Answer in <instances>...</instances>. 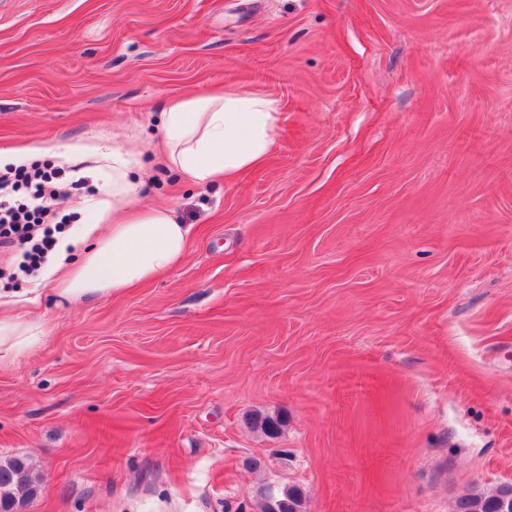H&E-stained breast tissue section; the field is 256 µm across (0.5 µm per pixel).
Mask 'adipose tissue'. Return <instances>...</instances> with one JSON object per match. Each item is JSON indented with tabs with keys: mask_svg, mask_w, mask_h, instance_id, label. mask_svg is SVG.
I'll return each instance as SVG.
<instances>
[{
	"mask_svg": "<svg viewBox=\"0 0 512 512\" xmlns=\"http://www.w3.org/2000/svg\"><path fill=\"white\" fill-rule=\"evenodd\" d=\"M278 121L275 101L257 92L227 90L171 100L160 114L164 165L195 183L231 181L269 157ZM112 173L98 195L78 206L81 218L45 267L55 293L74 301L105 296L148 282L187 257L190 229L169 208L136 207L134 171L139 152L101 146ZM41 324L0 314V354L40 346Z\"/></svg>",
	"mask_w": 512,
	"mask_h": 512,
	"instance_id": "ef3b65f1",
	"label": "adipose tissue"
}]
</instances>
